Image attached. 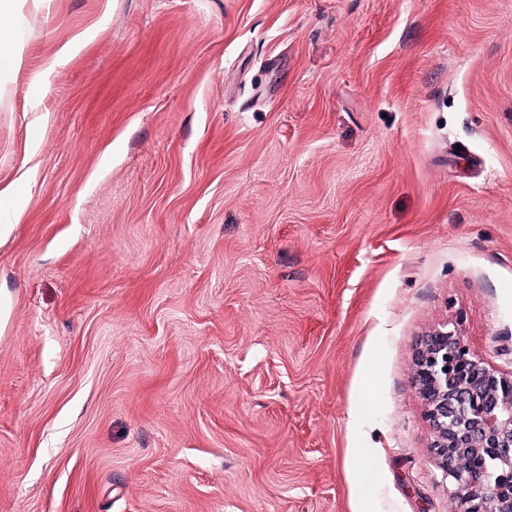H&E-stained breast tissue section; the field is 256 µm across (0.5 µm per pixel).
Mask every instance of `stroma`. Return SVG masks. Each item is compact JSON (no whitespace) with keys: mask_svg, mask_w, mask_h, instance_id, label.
<instances>
[{"mask_svg":"<svg viewBox=\"0 0 512 512\" xmlns=\"http://www.w3.org/2000/svg\"><path fill=\"white\" fill-rule=\"evenodd\" d=\"M21 15L0 512H449L414 355L512 366V0Z\"/></svg>","mask_w":512,"mask_h":512,"instance_id":"35a3bbf8","label":"stroma"}]
</instances>
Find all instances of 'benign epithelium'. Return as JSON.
<instances>
[{"label": "benign epithelium", "mask_w": 512, "mask_h": 512, "mask_svg": "<svg viewBox=\"0 0 512 512\" xmlns=\"http://www.w3.org/2000/svg\"><path fill=\"white\" fill-rule=\"evenodd\" d=\"M462 323L460 316L427 334L413 383L453 486L450 512H512V369L472 350Z\"/></svg>", "instance_id": "obj_1"}]
</instances>
